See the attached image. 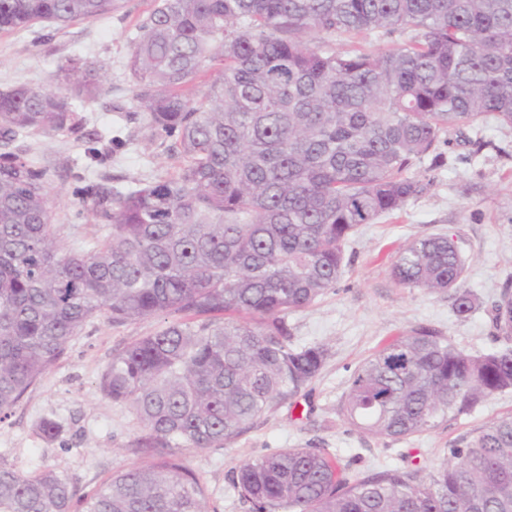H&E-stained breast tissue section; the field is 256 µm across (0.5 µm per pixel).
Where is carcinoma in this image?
Wrapping results in <instances>:
<instances>
[{
	"instance_id": "cac0c4a2",
	"label": "carcinoma",
	"mask_w": 512,
	"mask_h": 512,
	"mask_svg": "<svg viewBox=\"0 0 512 512\" xmlns=\"http://www.w3.org/2000/svg\"><path fill=\"white\" fill-rule=\"evenodd\" d=\"M121 0H0V30L95 21ZM408 35L384 52L326 50L334 35ZM125 68L142 129L183 164L134 187L88 186L109 234L71 251L57 240L45 167L23 134L88 137L101 166L116 139L85 133L79 107L107 78L74 55L56 85L0 90V416L94 318H163L113 357L99 388L126 404L152 462L78 493L54 470L0 465V512H207L181 448H220L320 374L321 344L295 347L287 316L336 287L363 224L401 210L427 184L409 174L452 127L512 126V0H159ZM212 81L193 91L203 70ZM455 243L408 241L391 267L404 288L475 301ZM493 324L512 340V285ZM512 391V348L471 354L419 325L352 373L340 412L398 441ZM37 428L53 442L60 422ZM350 465L309 445L257 456L232 483L251 512H512V416L448 448L424 475Z\"/></svg>"
}]
</instances>
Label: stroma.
Masks as SVG:
<instances>
[{
  "label": "stroma",
  "mask_w": 512,
  "mask_h": 512,
  "mask_svg": "<svg viewBox=\"0 0 512 512\" xmlns=\"http://www.w3.org/2000/svg\"><path fill=\"white\" fill-rule=\"evenodd\" d=\"M155 0H123L119 11L98 21L75 22L64 29L36 23L22 31H0V89L47 86L58 66L78 54L103 67L110 92L85 106L90 128L121 140L106 172L116 187L147 183L174 174L181 157L149 139L140 120L113 111L128 102L131 82L125 63L131 37ZM470 129L442 133V163L425 156L411 169L428 181L424 194L398 212L363 225L346 248L350 262L334 290L308 308L288 315L292 342L320 343L330 350L320 374L296 402L274 404L249 429L220 448L182 451L185 463L201 478L211 512H250L232 485L245 461L283 448L308 444L326 449L342 462L361 467H418L429 472L447 457L452 444L492 418L512 414V392L497 395L470 415L406 440L378 439L352 429L339 412L353 370L398 332L429 325L470 353L503 348L492 322V307L504 284L512 281V128L488 124L483 145ZM18 146L29 161L47 166L55 224L70 247L103 238L76 189L79 176L99 181L103 171L88 166L86 145L66 133L24 135ZM445 234L466 263L465 285L477 308L465 320L453 311V298L421 288H404L390 275L399 248L416 237ZM162 325L152 317L123 325L99 317L75 336L55 368L33 385L0 419V463L27 474L65 472L81 490L114 472L146 464L134 443L143 433L128 406L112 403L99 390L100 376L113 355L129 342ZM61 422L53 443L37 432L41 419Z\"/></svg>",
  "instance_id": "1"
}]
</instances>
